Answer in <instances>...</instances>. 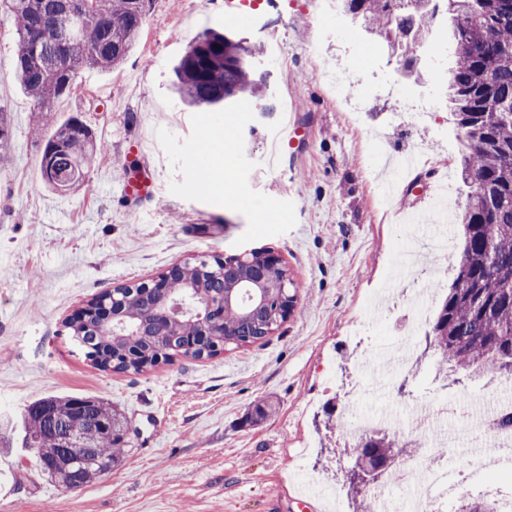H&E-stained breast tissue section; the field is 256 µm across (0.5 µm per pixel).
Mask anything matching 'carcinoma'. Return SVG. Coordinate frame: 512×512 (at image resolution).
<instances>
[{"label":"carcinoma","instance_id":"carcinoma-1","mask_svg":"<svg viewBox=\"0 0 512 512\" xmlns=\"http://www.w3.org/2000/svg\"><path fill=\"white\" fill-rule=\"evenodd\" d=\"M0 0L16 34L14 77L51 123L56 100L70 92L82 66L110 71L136 47L146 0ZM443 0H346L352 20L376 36L389 55L411 43L427 46L426 36ZM452 16V80L448 103L464 132L461 177L469 188L461 213L462 244L453 282L433 319L428 348L453 374L492 371L512 376V0H448ZM256 49L247 38L213 29L199 33L179 61L176 90L196 106L225 107L238 99H267L264 74L256 71ZM102 145L77 118L57 126L41 155L53 153L66 186L41 179L51 190L73 187L96 162ZM256 258H244L221 273L204 256L173 273L169 293L188 303L224 297V281L238 284L237 302L224 306L222 324L212 335L155 315L158 298L139 288L116 289L122 322L94 321L65 326L95 366L139 374L177 356L213 358L226 349L257 343L279 328L270 303L249 310L246 277ZM22 444L34 448L40 472L51 482L77 490L112 469L128 446L124 417L95 396L48 395L26 407L19 420ZM455 512H498L495 503L461 498Z\"/></svg>","mask_w":512,"mask_h":512}]
</instances>
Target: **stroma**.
Here are the masks:
<instances>
[{
    "instance_id": "obj_1",
    "label": "stroma",
    "mask_w": 512,
    "mask_h": 512,
    "mask_svg": "<svg viewBox=\"0 0 512 512\" xmlns=\"http://www.w3.org/2000/svg\"><path fill=\"white\" fill-rule=\"evenodd\" d=\"M208 28L261 46L272 111L244 99L209 112L174 92L173 63ZM429 40L414 82L336 0H290L247 26L225 22L212 0H149L127 60L111 71L80 68L55 104L56 122L78 117L103 146L79 187L55 193L40 180L35 103L12 79L14 26L0 13V111L11 126L0 150V423L45 395L87 394L129 426L121 462L75 491L45 480L34 449L1 452L0 512H324L299 487L303 472L351 501L348 392L382 369L381 347L411 330L422 273L436 271L446 286L456 264L424 261L419 277L398 274L399 252L427 241L406 219L431 205L429 174L448 176L449 215L467 192L462 134L445 99L448 17ZM341 64L367 92L366 111H347L330 86ZM406 96L429 105L424 120L404 112ZM292 121L304 141L272 162ZM209 136L223 149L196 167ZM147 171L155 198L124 197L123 183ZM255 248L282 257L298 293L294 314L262 341L115 373L94 366L65 327L104 291ZM455 395L428 353L404 387L366 396L363 409L394 414L399 440L410 442L417 404ZM259 405L272 414L246 423Z\"/></svg>"
}]
</instances>
